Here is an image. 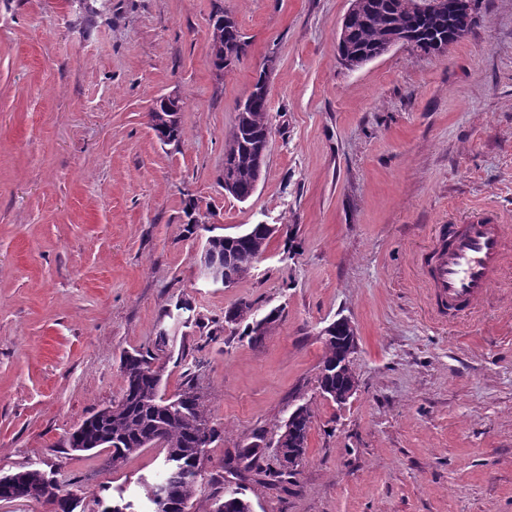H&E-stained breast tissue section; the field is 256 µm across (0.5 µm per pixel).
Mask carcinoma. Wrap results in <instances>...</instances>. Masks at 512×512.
I'll use <instances>...</instances> for the list:
<instances>
[{"label": "carcinoma", "instance_id": "cac0c4a2", "mask_svg": "<svg viewBox=\"0 0 512 512\" xmlns=\"http://www.w3.org/2000/svg\"><path fill=\"white\" fill-rule=\"evenodd\" d=\"M224 12L216 10L211 22H224V66L239 59L245 50L243 39L232 19L222 20ZM473 15L448 6L442 13H425L412 9H368L367 19L355 18L347 25L344 42L338 44L340 55L349 57L375 50L381 43L401 40L408 47L429 53L435 43L453 34L461 38L472 27ZM247 108H236L233 129L225 139V146L236 145L224 163L231 169L233 195L240 202L248 200L255 191L258 160L256 146L272 128L268 102L266 73L261 71L248 94ZM273 231L254 224L246 232L226 239L211 236L204 246L206 255L220 267L224 279L238 281L254 267L256 257L265 252ZM324 354L319 365L317 383L327 398L336 399V393L347 389L355 375L351 368V355L356 340L345 324H335L330 335L322 336ZM155 363V357L146 353H127L121 361L125 386L121 398L112 402V414L78 435L64 441L68 448H81L88 442L112 443V453L126 458L132 452L150 445H160L165 451L166 472L162 484L167 489L164 498L153 501V512H186L188 502L202 488V460L205 447L221 437V425L205 413L198 391L196 376L186 374L182 389L176 394L179 410L163 414L166 403L162 383V368L153 371L144 366ZM312 412L308 404H301L279 427L274 449L280 454L282 467L264 470L265 483L273 488H283L289 483L288 470H297L302 463L308 444ZM46 472L26 469L0 476V500L24 499L31 488L42 483ZM45 501L56 506L55 512H75L80 498L69 491L57 489ZM216 512H253L252 504L235 493L217 504Z\"/></svg>", "mask_w": 512, "mask_h": 512}]
</instances>
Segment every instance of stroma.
Returning <instances> with one entry per match:
<instances>
[{"label":"stroma","mask_w":512,"mask_h":512,"mask_svg":"<svg viewBox=\"0 0 512 512\" xmlns=\"http://www.w3.org/2000/svg\"><path fill=\"white\" fill-rule=\"evenodd\" d=\"M349 6L0 0V476L50 471L77 512H147L162 448L113 469L63 445L121 397L138 350L163 364L167 395L194 373L224 428L188 512H214L228 483L253 512H512V267L446 322L416 267L435 225L484 207L512 225V0H477L445 53L397 46L356 69L337 51ZM218 9L247 43L220 76ZM267 59L272 137L241 202L224 193L225 139ZM168 95L183 137L166 145L149 113ZM261 223L282 231L248 275L200 278L208 236ZM243 300L280 312L261 345L224 320ZM341 318L357 337L343 405L316 379L320 333ZM304 403V462L269 488L260 472ZM251 444L265 448L253 472L229 478L226 458Z\"/></svg>","instance_id":"1"}]
</instances>
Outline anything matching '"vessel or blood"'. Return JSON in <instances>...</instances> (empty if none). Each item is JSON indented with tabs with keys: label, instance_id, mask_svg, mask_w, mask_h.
<instances>
[{
	"label": "vessel or blood",
	"instance_id": "vessel-or-blood-1",
	"mask_svg": "<svg viewBox=\"0 0 512 512\" xmlns=\"http://www.w3.org/2000/svg\"><path fill=\"white\" fill-rule=\"evenodd\" d=\"M507 226L486 210L464 224H441L429 251L425 285L449 313L474 308L491 293L508 255Z\"/></svg>",
	"mask_w": 512,
	"mask_h": 512
}]
</instances>
